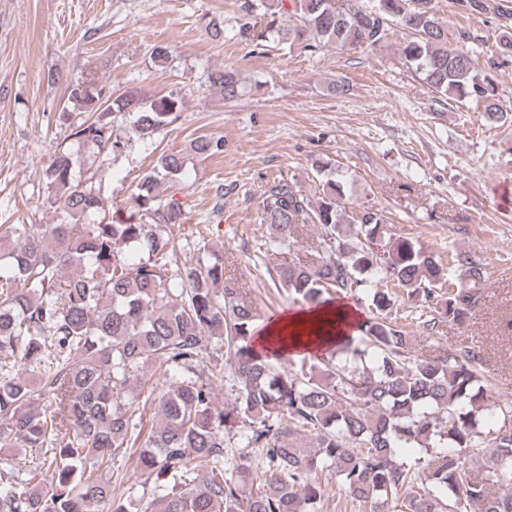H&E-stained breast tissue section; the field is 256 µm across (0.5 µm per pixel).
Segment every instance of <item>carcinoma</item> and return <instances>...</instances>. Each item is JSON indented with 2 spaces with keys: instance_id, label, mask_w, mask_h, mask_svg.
<instances>
[{
  "instance_id": "carcinoma-1",
  "label": "carcinoma",
  "mask_w": 512,
  "mask_h": 512,
  "mask_svg": "<svg viewBox=\"0 0 512 512\" xmlns=\"http://www.w3.org/2000/svg\"><path fill=\"white\" fill-rule=\"evenodd\" d=\"M240 42L271 41L307 52L322 47L388 45L408 32L398 53L434 92L472 102L491 122L507 119L497 87L478 73L476 52L448 29L434 0H237ZM230 103L243 96L240 74L209 75ZM88 115L70 137L106 158L147 141L177 119L181 101L116 94L89 79L68 86ZM127 122L125 135L114 134ZM201 157L224 153V139L200 136ZM80 155L57 153L45 169L50 203L65 224H14L0 233L11 259L0 274V449L33 460L25 477L0 475V512H125L112 489L113 467L130 448L153 484L151 512H320L336 478L366 512H512V404H489L479 358L465 347L449 355L415 353L393 307L400 297L430 310L422 326H461L481 299L484 271L465 261L463 276L416 242L379 245L387 216L372 206L347 209L350 180L326 171L312 199L281 178L264 192L268 235L257 259L275 288L294 301L335 304L357 296L362 318L329 350L325 364L286 369L254 352L255 309L224 263L162 262L164 228L184 212L162 185L183 173L179 153L162 154L136 182L126 218H112L96 192L76 180ZM318 227L306 259L287 260L299 229ZM148 254L128 262L126 249ZM69 268L75 272L66 274ZM392 283L370 287L369 275ZM224 348L234 377L218 404L213 383L224 366L201 367L208 344ZM171 377L159 395L146 378ZM154 405L145 428L136 412ZM240 437L258 455L226 468L227 442ZM419 448L426 461H398ZM485 474L471 477L473 458Z\"/></svg>"
}]
</instances>
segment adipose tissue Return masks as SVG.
I'll use <instances>...</instances> for the list:
<instances>
[{
  "mask_svg": "<svg viewBox=\"0 0 512 512\" xmlns=\"http://www.w3.org/2000/svg\"><path fill=\"white\" fill-rule=\"evenodd\" d=\"M357 318L354 308L344 303L317 308L296 307L279 316L257 322L255 350L276 354H292L300 358L321 351L338 325L353 326Z\"/></svg>",
  "mask_w": 512,
  "mask_h": 512,
  "instance_id": "obj_1",
  "label": "adipose tissue"
}]
</instances>
